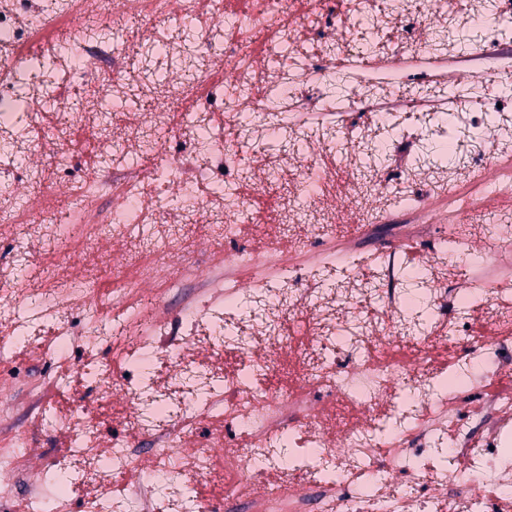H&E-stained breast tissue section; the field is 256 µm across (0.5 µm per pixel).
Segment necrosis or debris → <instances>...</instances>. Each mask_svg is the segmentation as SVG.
<instances>
[{
	"instance_id": "obj_1",
	"label": "necrosis or debris",
	"mask_w": 512,
	"mask_h": 512,
	"mask_svg": "<svg viewBox=\"0 0 512 512\" xmlns=\"http://www.w3.org/2000/svg\"><path fill=\"white\" fill-rule=\"evenodd\" d=\"M342 3L337 12L330 0H0V243L24 224L46 256L34 269H0V354L35 342L60 364L72 337L114 352L111 365H78L91 388L66 420L42 409L40 426L64 427L69 440L56 466L77 480L28 500L26 512H131L145 470L166 484L150 512H194L193 484L216 474L224 497L210 512H512V388L457 381L475 365L485 376L512 370V307L495 299L512 280V212L483 208L473 193L490 184L512 195L500 163L512 140L490 139L512 126V0ZM115 10L150 22L139 42L80 21ZM71 44L92 80L60 98L48 138L35 109L72 72ZM408 52L497 64L487 76L412 78ZM152 94L164 107L136 122L98 109ZM474 100L480 128L460 111ZM349 112L367 123L337 135ZM448 122L450 167L430 150ZM81 127L103 148L98 167L44 169L47 150L64 155L68 131ZM384 129L410 148L395 187L371 152ZM247 179L281 193L260 246L240 250L231 243L255 220L237 191ZM341 196L359 224L347 239ZM201 235L224 250V286L173 306L178 264ZM412 236L436 246L419 311L398 250ZM366 239L381 243L377 283L324 287L335 262L361 265ZM108 249L120 314L103 323L93 286L58 256L101 263ZM452 252L474 273L451 288ZM341 330L354 335L343 363ZM458 341L467 355L435 366L438 349ZM228 351L238 357L230 367ZM115 396L125 427L106 447L93 414ZM35 452L25 427L0 439V512L18 476L40 486Z\"/></svg>"
}]
</instances>
